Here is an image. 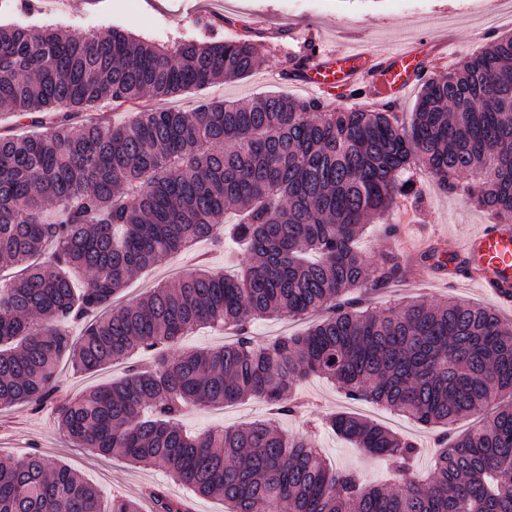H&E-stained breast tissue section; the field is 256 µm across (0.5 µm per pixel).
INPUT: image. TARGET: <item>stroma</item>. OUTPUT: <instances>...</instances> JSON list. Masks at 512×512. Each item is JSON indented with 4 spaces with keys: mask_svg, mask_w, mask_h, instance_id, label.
Segmentation results:
<instances>
[{
    "mask_svg": "<svg viewBox=\"0 0 512 512\" xmlns=\"http://www.w3.org/2000/svg\"><path fill=\"white\" fill-rule=\"evenodd\" d=\"M493 0H0V24L50 25L65 33L82 36L102 33L118 25L141 40L172 45L181 41L208 42L257 37L261 59L249 76L237 81L218 80L202 89L159 100L143 97L138 106L104 103L76 115V123L102 119L121 124L140 108L192 111L200 102L227 99L247 101L268 92L294 98H311L313 90L299 79L288 78L292 64L308 52L309 45L321 51L361 47L394 51L414 45L428 57L430 74L448 72L464 56L481 50L495 34L512 31V19L504 18L494 30L482 29L483 11ZM417 196L404 201L410 213L403 251L408 257L406 279L400 285L368 298L372 306H398L407 300L439 302L457 297L495 309L501 318L512 320V303L500 302L478 283L434 269L420 262L430 247L448 241H462L491 223L482 208L464 202L460 196L439 189L431 180L420 178ZM240 258L230 242L205 241L191 251L172 256L158 266L139 273L123 290L125 298L144 294L153 285L170 279L178 270L199 263L217 272H233ZM123 367L114 366L86 374L64 367L55 393L64 399L88 392L99 384L120 377ZM304 411L282 419V429L292 434L307 430L308 420L324 411H340L349 402L331 382L313 378L298 389ZM357 412L377 420L414 440L421 454L417 474L431 470L437 452L431 429L406 421L389 411L360 404ZM263 404H243L207 410H190L184 427L193 433L217 427L237 426L264 416ZM319 444L329 462L354 469L374 484H394L397 478L384 465L332 433L322 434ZM35 448L64 461L90 484L104 500L124 495L139 500L142 512H152L145 492L161 487L173 498L191 504L195 512H224L223 501L192 495L174 483L158 467L135 468L88 454L72 447L59 432L50 408L33 409L16 405L0 409V456L17 454L19 448Z\"/></svg>",
    "mask_w": 512,
    "mask_h": 512,
    "instance_id": "obj_1",
    "label": "stroma"
}]
</instances>
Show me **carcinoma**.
<instances>
[{"instance_id": "1", "label": "carcinoma", "mask_w": 512, "mask_h": 512, "mask_svg": "<svg viewBox=\"0 0 512 512\" xmlns=\"http://www.w3.org/2000/svg\"><path fill=\"white\" fill-rule=\"evenodd\" d=\"M260 51L248 39L164 47L120 28L75 37L0 25V111L37 127L0 135V266L15 269L0 274V408L43 407L63 361L93 374L148 353L152 368L129 365L53 407L74 447L162 467L225 512H512V323L465 300L376 309L346 298L405 276L398 253L386 247L372 263L357 241L399 206L418 166L512 224V33L419 77L406 126L390 105L330 109L276 93L71 126L72 113L102 103L242 79ZM225 238L244 247L240 274L197 269L119 303L137 273ZM311 313L320 318L302 335L251 333L256 320ZM201 326L234 339L179 349ZM310 376L440 429L431 477L386 487L327 465L321 428L400 477L411 472L416 443L354 411L284 433L280 418L300 410L293 388ZM249 399L269 417L197 435L181 425L191 407ZM484 411L451 438L458 421ZM147 496L154 512H181L161 488ZM0 512L141 508L123 496L104 505L74 470L32 449L0 457Z\"/></svg>"}]
</instances>
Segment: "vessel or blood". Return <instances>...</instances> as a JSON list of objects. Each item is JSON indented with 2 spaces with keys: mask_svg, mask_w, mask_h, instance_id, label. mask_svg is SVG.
I'll list each match as a JSON object with an SVG mask.
<instances>
[{
  "mask_svg": "<svg viewBox=\"0 0 512 512\" xmlns=\"http://www.w3.org/2000/svg\"><path fill=\"white\" fill-rule=\"evenodd\" d=\"M426 69L414 47L371 53L362 49L315 52L303 73L306 83L327 94L347 92L350 85L373 87L378 99L399 96ZM449 272L467 270L469 278L488 290L512 286V232L492 224L468 239L464 247L442 252Z\"/></svg>",
  "mask_w": 512,
  "mask_h": 512,
  "instance_id": "1",
  "label": "vessel or blood"
}]
</instances>
